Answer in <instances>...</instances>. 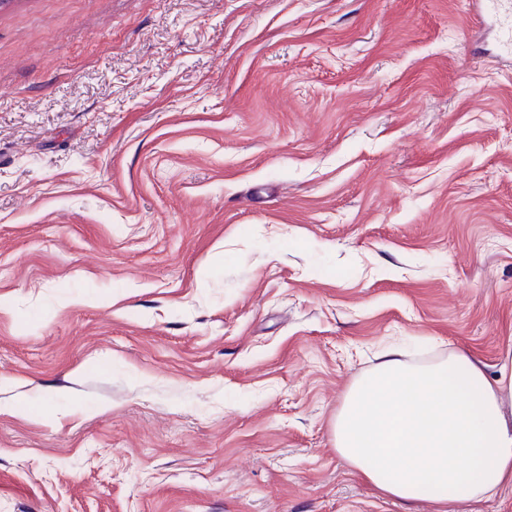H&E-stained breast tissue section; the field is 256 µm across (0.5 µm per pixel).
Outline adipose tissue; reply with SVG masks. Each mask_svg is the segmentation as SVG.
Wrapping results in <instances>:
<instances>
[{"mask_svg":"<svg viewBox=\"0 0 512 512\" xmlns=\"http://www.w3.org/2000/svg\"><path fill=\"white\" fill-rule=\"evenodd\" d=\"M337 453L406 504L481 503L512 484V352L495 374L458 353L413 364L399 348L348 391Z\"/></svg>","mask_w":512,"mask_h":512,"instance_id":"ef3b65f1","label":"adipose tissue"}]
</instances>
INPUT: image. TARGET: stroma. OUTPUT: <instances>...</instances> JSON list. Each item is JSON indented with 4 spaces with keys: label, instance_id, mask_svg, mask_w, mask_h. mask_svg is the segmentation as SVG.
Segmentation results:
<instances>
[{
    "label": "stroma",
    "instance_id": "obj_1",
    "mask_svg": "<svg viewBox=\"0 0 512 512\" xmlns=\"http://www.w3.org/2000/svg\"><path fill=\"white\" fill-rule=\"evenodd\" d=\"M396 344L512 350V62L466 0L0 8V512H437L333 444Z\"/></svg>",
    "mask_w": 512,
    "mask_h": 512
}]
</instances>
